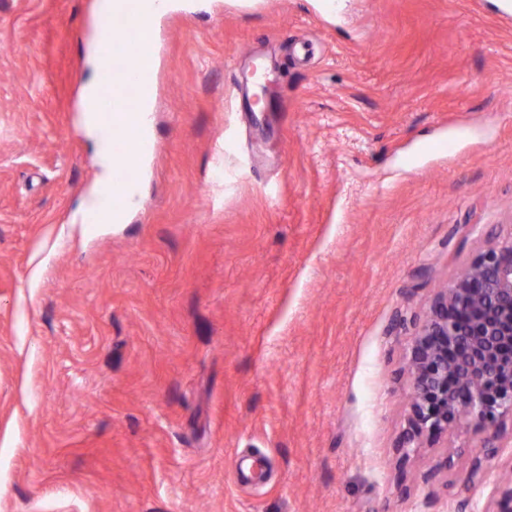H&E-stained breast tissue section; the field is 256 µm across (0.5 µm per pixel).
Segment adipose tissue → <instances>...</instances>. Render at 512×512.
<instances>
[{
  "label": "adipose tissue",
  "instance_id": "ef3b65f1",
  "mask_svg": "<svg viewBox=\"0 0 512 512\" xmlns=\"http://www.w3.org/2000/svg\"><path fill=\"white\" fill-rule=\"evenodd\" d=\"M117 4L118 0H100L97 10V42L88 50L90 76L81 94V123L86 134L95 143L97 161L102 168V176L92 201L87 206L81 207L73 217L74 223L82 225L97 223L100 212L112 199L110 187L114 178L115 162L110 132L103 120L104 103L101 91L114 81L115 76L104 61L100 43L112 38L108 21L114 14Z\"/></svg>",
  "mask_w": 512,
  "mask_h": 512
}]
</instances>
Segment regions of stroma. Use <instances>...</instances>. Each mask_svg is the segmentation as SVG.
Returning a JSON list of instances; mask_svg holds the SVG:
<instances>
[{
  "mask_svg": "<svg viewBox=\"0 0 512 512\" xmlns=\"http://www.w3.org/2000/svg\"><path fill=\"white\" fill-rule=\"evenodd\" d=\"M496 2L172 0L138 208L87 230L97 0H0V512L486 503L473 434L395 447L415 322L512 239Z\"/></svg>",
  "mask_w": 512,
  "mask_h": 512,
  "instance_id": "obj_1",
  "label": "stroma"
}]
</instances>
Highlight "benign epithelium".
Wrapping results in <instances>:
<instances>
[{"label": "benign epithelium", "instance_id": "1", "mask_svg": "<svg viewBox=\"0 0 512 512\" xmlns=\"http://www.w3.org/2000/svg\"><path fill=\"white\" fill-rule=\"evenodd\" d=\"M409 417L396 447L404 470L411 454L448 431L482 433L463 481L484 480L483 462L507 455L480 512H512V240L479 252L439 291L406 352Z\"/></svg>", "mask_w": 512, "mask_h": 512}]
</instances>
